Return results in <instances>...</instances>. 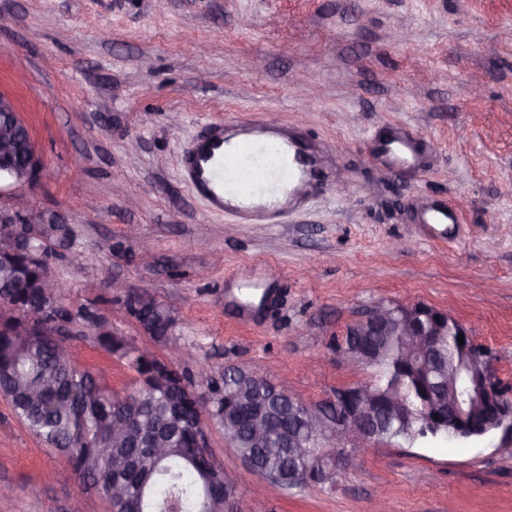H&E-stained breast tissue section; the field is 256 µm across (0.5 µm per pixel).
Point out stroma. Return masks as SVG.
Segmentation results:
<instances>
[{
	"mask_svg": "<svg viewBox=\"0 0 512 512\" xmlns=\"http://www.w3.org/2000/svg\"><path fill=\"white\" fill-rule=\"evenodd\" d=\"M0 93L31 126L38 182L0 208L64 218L71 245L49 265L71 308L99 309L133 346L189 373L244 368L308 403L374 381L336 348L381 303H425L488 348L512 385V0H0ZM271 118L329 155L333 190L275 224L210 211L181 175L209 125ZM430 141L425 176L374 164L385 121ZM447 197L460 224H418ZM122 241L112 252L108 243ZM260 270L272 305L246 310ZM147 283L178 317L156 345L112 287ZM76 364L134 388L125 361L88 340ZM240 476L236 512H512V437L380 443L333 481L295 494ZM0 512H109L101 490L46 449L0 399Z\"/></svg>",
	"mask_w": 512,
	"mask_h": 512,
	"instance_id": "stroma-1",
	"label": "stroma"
}]
</instances>
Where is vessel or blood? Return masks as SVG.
Returning <instances> with one entry per match:
<instances>
[{
    "label": "vessel or blood",
    "instance_id": "1",
    "mask_svg": "<svg viewBox=\"0 0 512 512\" xmlns=\"http://www.w3.org/2000/svg\"><path fill=\"white\" fill-rule=\"evenodd\" d=\"M425 139L402 126H392L376 155L398 168L416 166ZM190 188L211 209L233 214L244 224L276 223L283 208L329 187L318 149L300 130L283 131L273 120L212 124L182 161ZM427 224H455L458 216L446 203L424 209Z\"/></svg>",
    "mask_w": 512,
    "mask_h": 512
}]
</instances>
